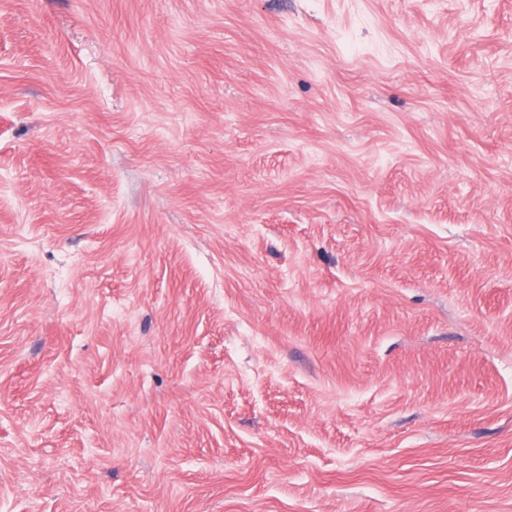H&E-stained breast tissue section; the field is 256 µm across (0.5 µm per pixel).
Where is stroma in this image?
<instances>
[{"label":"stroma","mask_w":512,"mask_h":512,"mask_svg":"<svg viewBox=\"0 0 512 512\" xmlns=\"http://www.w3.org/2000/svg\"><path fill=\"white\" fill-rule=\"evenodd\" d=\"M0 512H512V0H0Z\"/></svg>","instance_id":"35a3bbf8"}]
</instances>
